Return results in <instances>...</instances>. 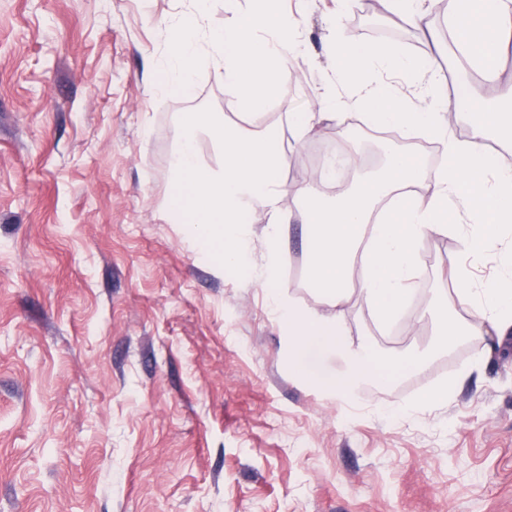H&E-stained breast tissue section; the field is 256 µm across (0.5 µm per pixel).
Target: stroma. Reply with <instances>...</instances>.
Wrapping results in <instances>:
<instances>
[{"label": "stroma", "instance_id": "obj_1", "mask_svg": "<svg viewBox=\"0 0 512 512\" xmlns=\"http://www.w3.org/2000/svg\"><path fill=\"white\" fill-rule=\"evenodd\" d=\"M186 0H0V512H512V350L456 382L457 347L352 398L294 380L281 328L246 271L222 269L169 208L184 112L237 118L200 55L192 97L156 72ZM303 53L284 71L288 106L315 105L355 42L426 59L398 21L371 24L361 0H285ZM322 123L292 141L286 188L379 139ZM282 285L301 307V224L285 226ZM468 259L475 287L501 277L497 250L460 237L419 249V299ZM353 343L397 359L429 350L432 321L376 326L345 307ZM452 384L446 403L414 407ZM404 406L401 416L383 405Z\"/></svg>", "mask_w": 512, "mask_h": 512}]
</instances>
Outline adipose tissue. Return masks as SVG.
Masks as SVG:
<instances>
[{
    "label": "adipose tissue",
    "instance_id": "ef3b65f1",
    "mask_svg": "<svg viewBox=\"0 0 512 512\" xmlns=\"http://www.w3.org/2000/svg\"><path fill=\"white\" fill-rule=\"evenodd\" d=\"M281 3L225 0L229 24L204 36L200 21L207 0H190L172 28L170 61L161 67L160 89L190 94L200 46L208 44L240 117L239 122L228 123L214 113L183 114V137L172 162L180 223L190 226L204 248L217 251L224 265L249 270L252 285L266 292L277 322L287 332L290 374L328 395H356L364 384L376 380L377 368L388 364L369 345L354 344L348 337L343 313L352 282H359L378 324L406 317L418 294L414 282L422 239L463 234L461 225L448 221L452 204L462 207L473 221V232L465 234L468 251L480 253L501 245L505 280L478 290L470 268L455 264L449 273L452 291H439L424 312L437 321L440 347L463 336L504 339L512 333V168L498 162L486 141L493 134L512 144V84L498 81L502 50L512 40V0H443L442 13L455 25L454 49L468 62L467 69L455 76L451 100L439 94L444 85L441 60L414 62L397 52L351 44L337 24L329 25L331 49L343 52L340 79L351 87L354 104L369 109L365 124L396 133L385 142V166L358 178L347 195L332 199L319 198L308 181L283 192L280 173L288 160L284 141L277 125L261 123L266 107L287 101L289 89L282 73L290 58L303 50L295 23ZM381 3L387 15L406 20L427 40L440 41V31L425 22L430 12L426 0ZM387 67L426 79L430 90L420 95L416 107H409L392 85L364 80L367 69ZM474 72L484 76L490 96L474 93L470 82ZM344 105L334 87H327L317 110L287 113L288 130L301 138L325 120L344 124ZM461 106L474 117L463 140L450 130L451 114ZM203 130L217 145L216 164L198 154ZM420 133L444 142L448 160L431 172L399 144L400 138ZM422 179L429 186L424 199L410 192ZM287 205L300 210L306 227L305 281L317 299L314 308H300L281 289L278 258ZM256 209L267 217L266 258L260 266L252 264L249 252L247 216ZM452 303L468 310L469 321L449 317ZM312 345L340 355L344 369L325 378L303 366L299 356Z\"/></svg>",
    "mask_w": 512,
    "mask_h": 512
}]
</instances>
